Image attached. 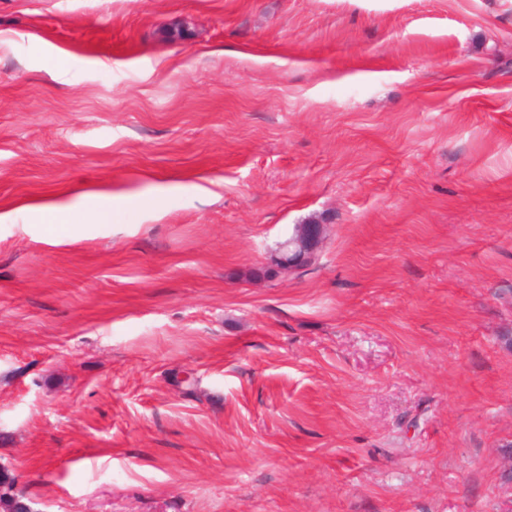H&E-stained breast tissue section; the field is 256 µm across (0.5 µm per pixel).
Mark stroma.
Here are the masks:
<instances>
[{
    "label": "stroma",
    "mask_w": 512,
    "mask_h": 512,
    "mask_svg": "<svg viewBox=\"0 0 512 512\" xmlns=\"http://www.w3.org/2000/svg\"><path fill=\"white\" fill-rule=\"evenodd\" d=\"M0 466L33 512H512V0H0ZM85 206L93 215L94 224H109L113 219L112 196L85 200ZM321 235L318 224H299L288 240L281 245L273 262L288 268H301L313 258L315 247Z\"/></svg>",
    "instance_id": "obj_1"
}]
</instances>
